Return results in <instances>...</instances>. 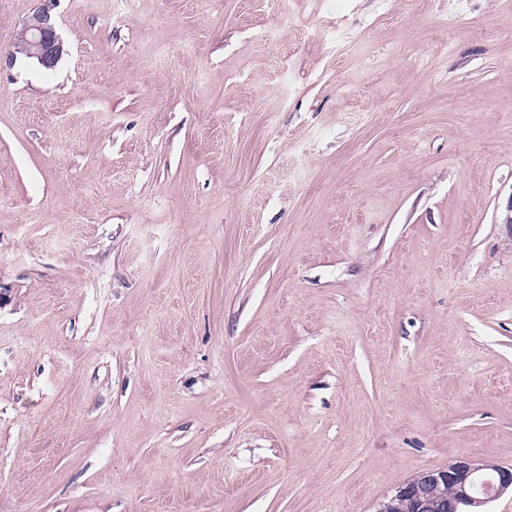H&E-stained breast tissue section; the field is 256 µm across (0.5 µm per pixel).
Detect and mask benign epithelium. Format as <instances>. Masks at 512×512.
<instances>
[{"mask_svg":"<svg viewBox=\"0 0 512 512\" xmlns=\"http://www.w3.org/2000/svg\"><path fill=\"white\" fill-rule=\"evenodd\" d=\"M39 6L18 32L17 50L0 55V64L14 65L17 53L52 70L65 54L51 7L55 0H40ZM512 492V466L462 455L444 468L421 471L386 497L377 512H398L406 503L411 512H486L491 502Z\"/></svg>","mask_w":512,"mask_h":512,"instance_id":"7a95c632","label":"benign epithelium"}]
</instances>
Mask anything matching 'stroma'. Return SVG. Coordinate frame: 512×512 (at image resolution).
<instances>
[{
    "mask_svg": "<svg viewBox=\"0 0 512 512\" xmlns=\"http://www.w3.org/2000/svg\"><path fill=\"white\" fill-rule=\"evenodd\" d=\"M52 14L56 68L0 67V512L512 465V0Z\"/></svg>",
    "mask_w": 512,
    "mask_h": 512,
    "instance_id": "stroma-1",
    "label": "stroma"
}]
</instances>
